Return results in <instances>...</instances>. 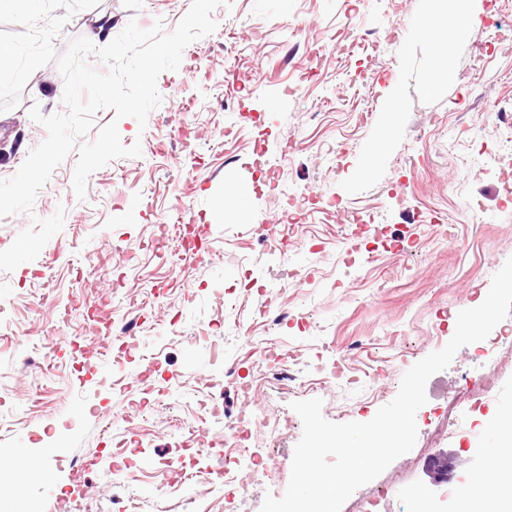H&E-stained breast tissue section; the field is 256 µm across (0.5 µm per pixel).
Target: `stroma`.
Masks as SVG:
<instances>
[{"label":"stroma","mask_w":512,"mask_h":512,"mask_svg":"<svg viewBox=\"0 0 512 512\" xmlns=\"http://www.w3.org/2000/svg\"><path fill=\"white\" fill-rule=\"evenodd\" d=\"M190 4L99 0L69 17L55 48L92 37L100 16L112 20L105 44L133 19L169 32ZM502 7L503 0H231L213 14L216 31L185 48L178 70L160 75L163 100L146 125L120 121L123 143L140 142L141 156L94 172L81 199L72 186L77 156L69 154L32 213L0 218L3 250L33 217L65 211L62 231L34 261L0 272V512H58L56 497L72 487L81 462L127 437L145 446L125 491L130 512H259L265 495L282 496L290 479L303 431L292 402L319 398L327 420L366 422L396 396L403 374L446 345L458 312L483 302L493 274L512 257V203L495 177L474 170L482 148L500 151L501 166L512 169V152L500 149V112L488 109L493 100L512 111V53L470 65L477 45L489 41L483 17ZM460 13L471 17L464 33L435 41L432 30L451 27ZM393 22L402 34L384 39L378 53H307L348 27L382 32ZM247 25L256 35L230 91L224 43ZM307 66L317 69V82L284 95L292 74ZM63 88L56 65H47L31 75L18 106L0 113V179L47 136L29 108L63 111ZM289 138L298 145L290 155ZM326 145L335 146L334 161L320 158ZM297 190L360 212L383 230L384 243L368 239V258L353 252L354 225L287 205ZM433 212L447 238L433 235ZM176 218L206 243L197 259L184 261L179 239L162 237L161 225ZM285 235L294 244L283 254L272 244ZM176 280L179 289L147 302L152 289ZM82 295L107 300L112 320L139 316L130 358L75 363L72 339L91 348L98 336L84 310L69 307ZM244 334L255 349L241 345ZM268 339L321 368L326 383L304 389L279 380L272 363L268 381L243 401L224 371L252 367ZM494 356V401L460 413L478 420V431L441 445L454 455L456 487L479 472L498 480L487 454L501 443L500 422L512 420V348ZM358 370L376 371L374 391L347 384ZM485 375L474 346L461 348L428 380L419 431L464 380ZM201 397L222 402L225 420L250 417L261 464L243 489L160 493L164 460L224 465L225 421L208 424V447L176 445L172 424L194 414ZM275 416L293 427L273 440L265 423ZM47 447L57 450L49 475L11 463ZM423 448L416 443L381 474L390 485L386 512H449L425 473Z\"/></svg>","instance_id":"stroma-1"}]
</instances>
